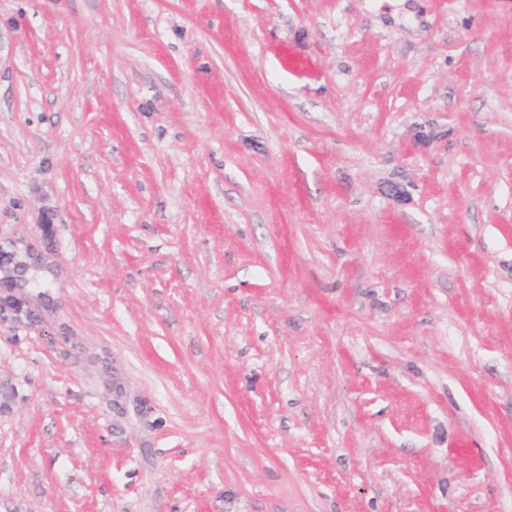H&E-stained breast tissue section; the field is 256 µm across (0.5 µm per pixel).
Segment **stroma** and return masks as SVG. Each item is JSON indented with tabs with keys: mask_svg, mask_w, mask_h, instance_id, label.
Listing matches in <instances>:
<instances>
[{
	"mask_svg": "<svg viewBox=\"0 0 512 512\" xmlns=\"http://www.w3.org/2000/svg\"><path fill=\"white\" fill-rule=\"evenodd\" d=\"M0 512H512V0H0Z\"/></svg>",
	"mask_w": 512,
	"mask_h": 512,
	"instance_id": "1",
	"label": "stroma"
}]
</instances>
